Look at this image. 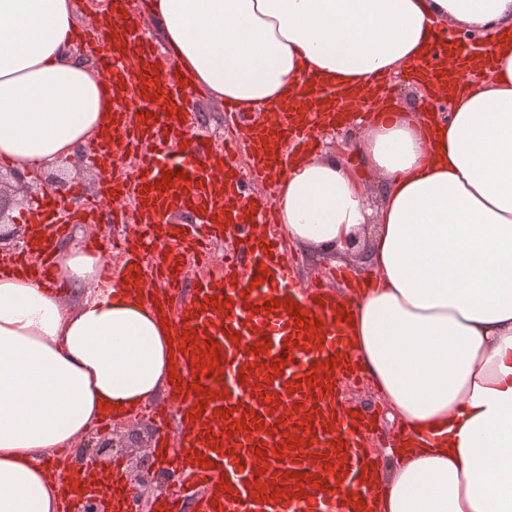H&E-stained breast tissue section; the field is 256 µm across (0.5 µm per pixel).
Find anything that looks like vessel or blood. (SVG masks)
Instances as JSON below:
<instances>
[{"label":"vessel or blood","mask_w":512,"mask_h":512,"mask_svg":"<svg viewBox=\"0 0 512 512\" xmlns=\"http://www.w3.org/2000/svg\"><path fill=\"white\" fill-rule=\"evenodd\" d=\"M105 24L119 40L118 49L99 54L112 128L90 156L98 166H111L117 135L150 148L140 154L133 177L102 185V194L119 198L120 207L104 211L77 195L75 212L87 224H137L121 282L140 288L155 275L161 285L156 304L176 325L192 330L190 346L176 351L178 375L167 405L150 410L151 455L171 481L170 490L154 500L153 512H339L324 491L335 482L372 497L376 488L364 479L374 462L367 425L333 406L336 380L352 370L344 361L336 372L328 370L345 349L333 321L334 295L302 289L293 259L272 235H265L261 248L244 244L231 250L214 274L194 280L188 269L191 258L208 253L213 243L270 224L271 206L246 197L241 187L260 183L269 198L277 196L280 183L271 160L252 159L244 173L232 162L231 149L262 139L273 155L288 145L303 152L318 105L296 96L277 107L284 123L256 118L242 133L236 129L237 108L228 106V145L189 139L197 113L183 95L187 77L138 34L129 0H114ZM180 140L184 149L172 152ZM168 173L175 175L174 184L157 189ZM184 212L194 214L193 223H177ZM150 254L155 260L149 266ZM1 266L46 282L53 277L49 264L34 267L19 255L1 257ZM175 295L182 299L177 307L170 303ZM289 302L305 310L307 319L320 321L319 331L298 327L285 308ZM210 340L218 342L221 362H214L206 346ZM277 361L282 367L276 371ZM60 492L62 512H87L95 494L108 496L114 512H132L134 506L118 464L100 484L87 486L78 476Z\"/></svg>","instance_id":"vessel-or-blood-1"}]
</instances>
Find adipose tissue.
Wrapping results in <instances>:
<instances>
[{"label":"adipose tissue","mask_w":512,"mask_h":512,"mask_svg":"<svg viewBox=\"0 0 512 512\" xmlns=\"http://www.w3.org/2000/svg\"><path fill=\"white\" fill-rule=\"evenodd\" d=\"M179 67L242 111L302 76L362 89L407 70L432 41L489 33L492 60L445 59L465 78L432 123L378 111L350 167L310 158L281 173L288 239L324 251L364 242V287L341 301L348 346L404 431L381 495L344 512H512V0H151ZM73 0H0V158L55 166L111 120L103 77L73 53ZM490 69L483 81L470 73ZM60 278L97 285L66 306L45 283L0 272V512H59L42 460L171 382L176 327L133 293L100 289L102 257L55 249Z\"/></svg>","instance_id":"ef3b65f1"}]
</instances>
